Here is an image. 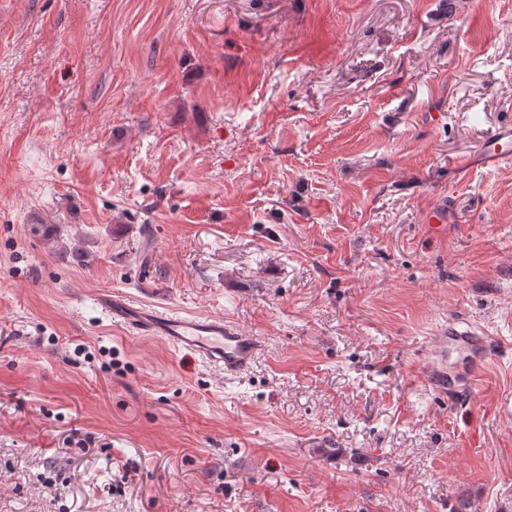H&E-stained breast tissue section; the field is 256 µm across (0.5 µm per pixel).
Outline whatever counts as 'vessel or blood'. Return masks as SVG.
Segmentation results:
<instances>
[{"label": "vessel or blood", "instance_id": "vessel-or-blood-1", "mask_svg": "<svg viewBox=\"0 0 512 512\" xmlns=\"http://www.w3.org/2000/svg\"><path fill=\"white\" fill-rule=\"evenodd\" d=\"M511 158L512 127L508 126L489 141L481 160L488 164ZM100 304L126 330L161 337L175 349L190 351L222 367L228 375L246 371L261 349L256 339L221 317H184L156 305H136L126 296L112 293L102 295ZM448 334L453 343L469 350L482 339L476 327L466 322L454 323Z\"/></svg>", "mask_w": 512, "mask_h": 512}]
</instances>
